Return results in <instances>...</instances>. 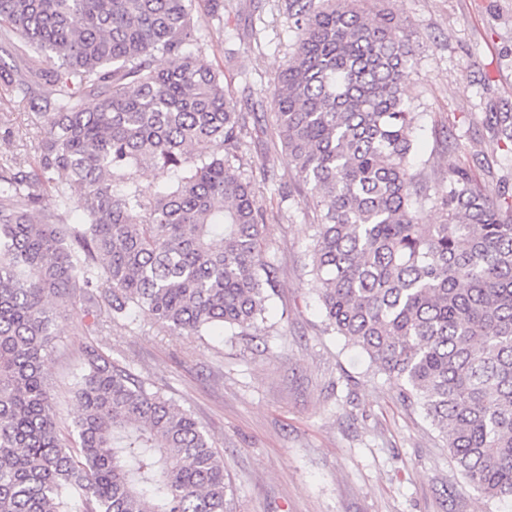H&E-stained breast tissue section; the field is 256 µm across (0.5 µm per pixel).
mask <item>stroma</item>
Here are the masks:
<instances>
[{"label":"stroma","instance_id":"1","mask_svg":"<svg viewBox=\"0 0 512 512\" xmlns=\"http://www.w3.org/2000/svg\"><path fill=\"white\" fill-rule=\"evenodd\" d=\"M216 23L194 0L196 34L242 111L271 126L277 77L296 40L278 0H233ZM414 34L404 98L415 114L418 159L430 180L457 162L486 190L512 196V148L489 127L512 113V0H388ZM35 83L25 97L0 79V160L32 152L31 117L52 98ZM244 175L260 178L267 257L278 293L267 321L247 336L223 329L199 339L161 328L144 314L89 333L76 310L58 320L47 361L62 433L79 414L74 396L84 350L150 380L191 412L224 459L232 512H512L511 500L474 490L419 406L403 404L392 380L326 324L307 282L313 217L281 149L255 132L240 153Z\"/></svg>","mask_w":512,"mask_h":512}]
</instances>
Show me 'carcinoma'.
<instances>
[{
	"instance_id": "1",
	"label": "carcinoma",
	"mask_w": 512,
	"mask_h": 512,
	"mask_svg": "<svg viewBox=\"0 0 512 512\" xmlns=\"http://www.w3.org/2000/svg\"><path fill=\"white\" fill-rule=\"evenodd\" d=\"M357 2L284 0L299 38L270 142L316 210L311 290L469 484L512 500V200L460 164L429 185L401 93L413 35ZM0 33L38 54L11 91L55 87L29 169L0 164V512H228L223 456L191 413L90 344L65 446L45 362L79 300L93 331L135 312L187 336L266 322V214L234 167L257 113L207 59L192 0H0ZM489 122L512 141V116ZM146 164L168 178L150 201Z\"/></svg>"
}]
</instances>
